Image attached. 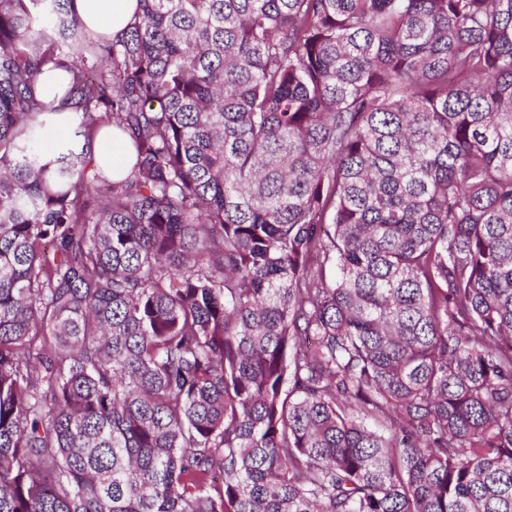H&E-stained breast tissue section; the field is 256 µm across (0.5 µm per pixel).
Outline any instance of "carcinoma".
I'll return each mask as SVG.
<instances>
[{
	"instance_id": "obj_1",
	"label": "carcinoma",
	"mask_w": 512,
	"mask_h": 512,
	"mask_svg": "<svg viewBox=\"0 0 512 512\" xmlns=\"http://www.w3.org/2000/svg\"><path fill=\"white\" fill-rule=\"evenodd\" d=\"M139 2L0 0V512H512V0ZM84 22L93 30L114 39L140 13L139 0H74ZM131 143L127 135L112 132V136H98L94 142L93 162L103 170L124 173L129 166Z\"/></svg>"
}]
</instances>
